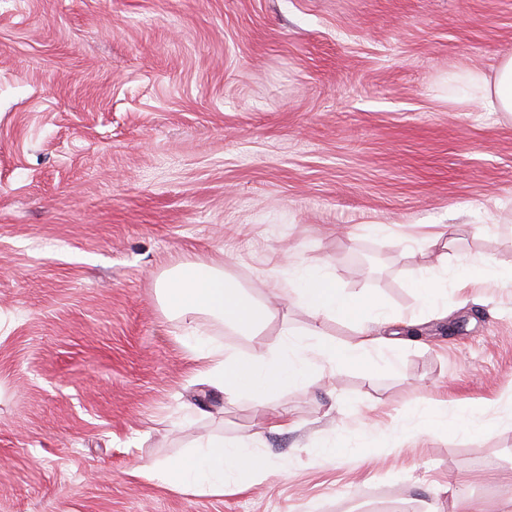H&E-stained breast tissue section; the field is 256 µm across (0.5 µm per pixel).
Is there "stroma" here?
<instances>
[{
  "mask_svg": "<svg viewBox=\"0 0 512 512\" xmlns=\"http://www.w3.org/2000/svg\"><path fill=\"white\" fill-rule=\"evenodd\" d=\"M506 55L512 0H0V512H502L512 116L462 79ZM443 254L494 272L432 310L415 283ZM285 255L419 342L279 391L280 432L185 336L266 352L310 313L281 302L254 342L160 285L204 263L249 290ZM472 405L489 431L420 426ZM208 438L250 439L271 476L213 496L139 475Z\"/></svg>",
  "mask_w": 512,
  "mask_h": 512,
  "instance_id": "1",
  "label": "stroma"
}]
</instances>
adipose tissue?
<instances>
[{
	"label": "adipose tissue",
	"instance_id": "obj_1",
	"mask_svg": "<svg viewBox=\"0 0 512 512\" xmlns=\"http://www.w3.org/2000/svg\"><path fill=\"white\" fill-rule=\"evenodd\" d=\"M468 97L487 111L512 115V56L503 58L493 74L472 73ZM490 267L488 258L479 255L466 259L446 278L425 273L417 281L419 297L423 303H433L438 288L457 286L463 274L483 273ZM161 290L170 311L184 317L205 312L250 337L261 334L275 318L278 301L289 297L307 308L316 323L336 317L356 322L359 339L345 347L325 339L316 325L306 330L286 329V339L278 350L253 355L229 353L197 337H188L187 347L206 362L210 379L230 396L250 394L268 399L284 388L308 383L317 373L371 364L375 353L392 348L395 343L386 331L396 323V315L386 311L379 299L358 298L344 292L337 286L335 276L324 268L306 266L291 272L276 282L270 303L256 302L226 279L223 272L205 264L177 268L162 283ZM142 470L148 475L160 474L171 490L218 496L243 484H260L268 475L263 456L243 439H208L181 457L161 465L146 464Z\"/></svg>",
	"mask_w": 512,
	"mask_h": 512
}]
</instances>
